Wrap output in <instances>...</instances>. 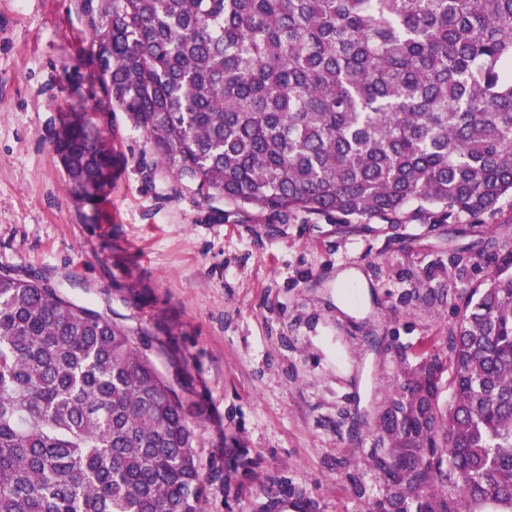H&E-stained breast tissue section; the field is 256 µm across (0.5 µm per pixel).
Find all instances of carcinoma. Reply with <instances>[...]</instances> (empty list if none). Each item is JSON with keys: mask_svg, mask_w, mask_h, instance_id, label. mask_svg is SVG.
Segmentation results:
<instances>
[{"mask_svg": "<svg viewBox=\"0 0 512 512\" xmlns=\"http://www.w3.org/2000/svg\"><path fill=\"white\" fill-rule=\"evenodd\" d=\"M84 60L161 166L240 209L450 224L512 196V0H80ZM52 145L91 200L86 112ZM425 358L380 462L397 512H512V251ZM195 403L130 330L0 273V512H207ZM457 493L432 490L448 474Z\"/></svg>", "mask_w": 512, "mask_h": 512, "instance_id": "carcinoma-1", "label": "carcinoma"}]
</instances>
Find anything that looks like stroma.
I'll list each match as a JSON object with an SVG mask.
<instances>
[{
	"instance_id": "stroma-1",
	"label": "stroma",
	"mask_w": 512,
	"mask_h": 512,
	"mask_svg": "<svg viewBox=\"0 0 512 512\" xmlns=\"http://www.w3.org/2000/svg\"><path fill=\"white\" fill-rule=\"evenodd\" d=\"M87 42L77 0H0V271L104 313L186 383L208 512H388L392 404L512 250V197L458 224L243 212L145 176L149 146L115 111L112 185L88 203L50 144L61 113L98 111Z\"/></svg>"
}]
</instances>
